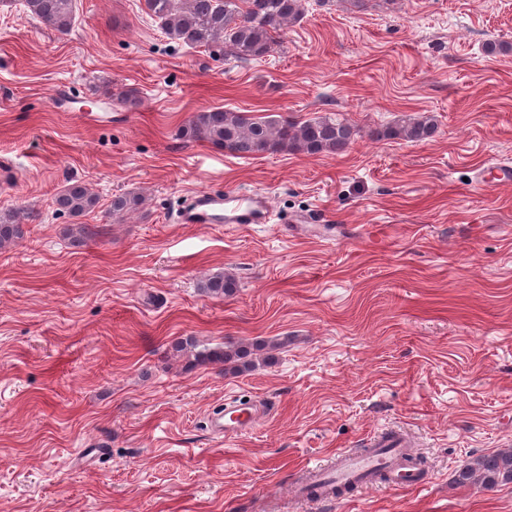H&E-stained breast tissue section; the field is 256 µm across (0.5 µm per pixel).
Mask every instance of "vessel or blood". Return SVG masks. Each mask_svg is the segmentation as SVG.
Returning a JSON list of instances; mask_svg holds the SVG:
<instances>
[{"mask_svg": "<svg viewBox=\"0 0 512 512\" xmlns=\"http://www.w3.org/2000/svg\"><path fill=\"white\" fill-rule=\"evenodd\" d=\"M270 204L266 197L243 195L237 191L220 194L199 190L191 194L188 202L178 211L181 224H249L267 223ZM260 419V410L253 401L233 395L224 402V410L211 420L212 429L225 439L232 440L254 428ZM409 442L395 432H384L370 438L359 452L341 453L336 465L309 466L314 482L334 481L341 486L362 485L372 480L376 472L391 476L395 485L414 487L419 483L415 468L405 462Z\"/></svg>", "mask_w": 512, "mask_h": 512, "instance_id": "b4317fda", "label": "vessel or blood"}]
</instances>
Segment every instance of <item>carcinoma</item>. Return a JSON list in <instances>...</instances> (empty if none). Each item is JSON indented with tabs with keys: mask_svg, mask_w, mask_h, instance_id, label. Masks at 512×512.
Segmentation results:
<instances>
[{
	"mask_svg": "<svg viewBox=\"0 0 512 512\" xmlns=\"http://www.w3.org/2000/svg\"><path fill=\"white\" fill-rule=\"evenodd\" d=\"M75 0H23L24 12L60 35H67L75 23ZM306 0H145L148 14L170 38L195 48H217L243 61L259 59L278 44L288 26L303 18ZM438 131L430 115L407 116L399 122L370 132L375 139L423 142ZM192 141H206L239 157L278 152L310 156L337 154L352 146L360 131L332 116L292 121L282 115L255 117L246 112L213 108L192 116L183 129ZM59 210L80 217L98 205V197L80 183L67 185L57 196ZM139 196L116 195L109 214L119 216L138 210ZM20 218L14 213L0 215V248L23 238ZM238 288L235 277L218 273L202 282V292L214 297H231ZM261 343L227 342L208 350L203 359L224 364V370L244 373L256 367L252 355ZM460 484L492 490L512 483V449L475 457L456 477Z\"/></svg>",
	"mask_w": 512,
	"mask_h": 512,
	"instance_id": "carcinoma-1",
	"label": "carcinoma"
}]
</instances>
